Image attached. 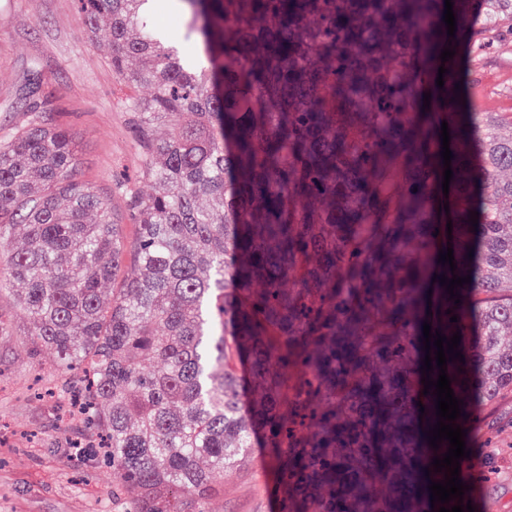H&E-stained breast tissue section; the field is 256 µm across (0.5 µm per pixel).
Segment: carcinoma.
<instances>
[{"label":"carcinoma","instance_id":"1","mask_svg":"<svg viewBox=\"0 0 512 512\" xmlns=\"http://www.w3.org/2000/svg\"><path fill=\"white\" fill-rule=\"evenodd\" d=\"M166 2L80 0L88 38L109 21L115 77L151 89L124 102L154 186L125 191L132 238L76 180L66 128L32 116L0 142V240H22L8 277L32 345L86 367L84 424L126 512H208L257 440L282 512H423L416 296L437 173L414 108L437 14L422 0H178L190 51L157 34ZM505 11L480 0L478 18ZM504 122L457 116L461 401L485 406L512 398Z\"/></svg>","mask_w":512,"mask_h":512}]
</instances>
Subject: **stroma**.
<instances>
[{"label": "stroma", "mask_w": 512, "mask_h": 512, "mask_svg": "<svg viewBox=\"0 0 512 512\" xmlns=\"http://www.w3.org/2000/svg\"><path fill=\"white\" fill-rule=\"evenodd\" d=\"M79 0H0V141L30 115L67 126L78 158L76 178L109 199L125 235H133L117 185L152 192L137 180L142 164L122 101L130 93L112 73L107 24L95 40L83 32ZM494 49L471 55V39L458 45L461 100L470 112L512 113V17L502 16ZM18 240L0 243V512H124L112 497V473L92 438L70 417V393L80 370L57 365L49 348L33 349L27 315L15 301L16 283L5 280ZM468 444L478 451L479 479L469 498L475 512H512V400L476 407ZM264 448L224 475V494L212 512H272L275 480Z\"/></svg>", "instance_id": "1"}]
</instances>
